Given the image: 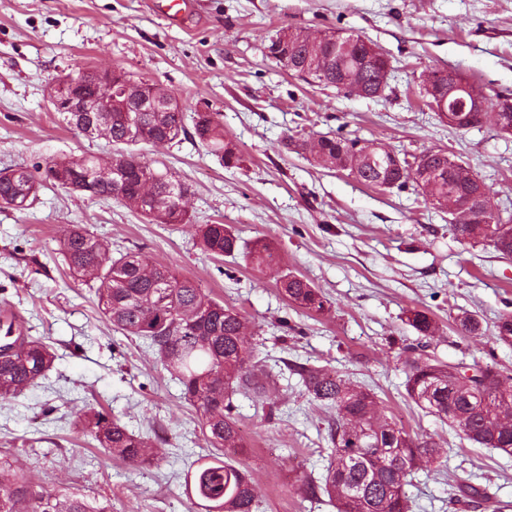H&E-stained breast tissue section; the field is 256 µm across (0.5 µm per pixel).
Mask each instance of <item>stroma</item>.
I'll return each mask as SVG.
<instances>
[{
	"instance_id": "obj_1",
	"label": "stroma",
	"mask_w": 512,
	"mask_h": 512,
	"mask_svg": "<svg viewBox=\"0 0 512 512\" xmlns=\"http://www.w3.org/2000/svg\"><path fill=\"white\" fill-rule=\"evenodd\" d=\"M171 22L153 0H0V169L37 172L59 157L110 158L123 146L67 128L47 100L58 78L89 68L125 72L170 90L187 114L213 112L236 144L227 168L189 135L156 149L136 146L188 188L186 224H152L133 207L44 185L27 209L0 207V314H15L55 351L40 384L0 399V453L19 457L45 489L111 499L116 512H188L184 473L210 449L199 419L152 351L112 330L88 284L60 254L61 231L82 224L112 250L141 251L200 283L250 321L249 340L276 370L264 419L253 395L234 398L246 440L237 460L251 474L262 512H336L328 499L300 501V477L323 473L329 413L302 394L285 363L322 366L368 386L379 409L411 433L447 449L446 467L417 472L406 491L412 512H485L450 498L463 479L512 512V456L461 439L422 412L405 392L401 356L417 338L407 310L439 325L427 354L493 365L512 374V346L495 343L494 324L512 312V259L493 247L459 243L445 211L426 209L415 184L379 189L347 172L316 166L304 142L360 138L415 156L444 149L468 164L502 215L512 214V136L491 125L448 126L419 98L422 75L454 70L486 93L512 92V0H188ZM365 36L393 68L376 98L311 85L264 55L281 28ZM199 224L230 225L241 247L255 240L278 253L258 272L243 256L200 250ZM293 272L328 298L307 313L281 294ZM470 313L479 336L460 335ZM88 404L133 432L156 433L161 462L113 460L79 428Z\"/></svg>"
}]
</instances>
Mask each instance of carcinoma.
<instances>
[{
  "label": "carcinoma",
  "instance_id": "cac0c4a2",
  "mask_svg": "<svg viewBox=\"0 0 512 512\" xmlns=\"http://www.w3.org/2000/svg\"><path fill=\"white\" fill-rule=\"evenodd\" d=\"M288 37L295 54L304 62L326 66L323 85L341 89L353 80L368 88L381 84L382 68L368 57L367 38L355 34H332L327 40L299 32ZM448 87L449 96L436 101L445 109L458 110L466 124L459 130L479 127L478 113L469 112L467 91L453 86L452 74L434 72ZM157 112L140 113L149 127L155 148L171 145L188 134L184 108L171 93ZM94 123L93 136L117 145L126 143L127 126L120 112H92L84 117ZM194 134L226 167L240 161L238 149L224 138V126L210 112H199ZM322 150L313 156L320 166L347 171L367 186L386 182L397 188L416 182L407 158L391 157L384 147L355 138L321 137ZM107 160L95 156L63 157L47 164L43 180L70 190L68 182ZM124 169L123 192L141 203L140 213L154 224H188L187 207L164 204L188 189L168 171H157L133 152L112 159ZM429 178L424 181L426 207L454 191L468 206L469 219L452 223L456 239L465 244L486 242L504 258L512 257V215L504 220L484 210L476 186L448 169L439 154L428 158ZM35 177L22 169L0 170V207L14 208L16 200L32 203ZM196 234L202 251L212 258L240 251L238 237L225 224H200ZM60 250L70 273L94 283L96 306L103 318L126 337L147 341L159 363L180 386L181 398L196 411L205 441L220 450L218 455L197 458L184 474V493L191 512H257L259 500L248 472L235 460L243 439L239 433L233 395L249 392L261 399L269 375L253 372L254 347L246 341V317L206 293L201 284L179 277L167 264L140 251L112 255L109 245L81 224H69L60 238ZM256 270L277 264L271 246L257 240L247 252ZM172 285L167 295L156 284ZM281 290L291 305L307 312H321L326 299L302 276L285 274ZM407 321L419 335L407 348L403 361L407 397L427 414L485 448L512 455V377L493 366L481 368L482 376H469L459 365H449L427 356L425 340L438 331L436 320L425 310L409 311ZM0 336V398L20 394L48 376L56 355L42 339L24 334L15 316L6 318ZM463 336L481 331V322L466 312L457 316ZM493 340L512 345V313H503L495 323ZM298 374L309 399L335 412L329 420L327 465L321 477L304 476L297 494L306 498L328 497L337 512H409L405 490L408 478L442 462L446 452L430 439L411 435L394 418L377 412L374 394L365 386L325 367L301 366ZM77 424L98 447L131 465L157 459L153 440L136 434L104 410L86 406ZM456 500L490 502L485 489L461 481L454 487ZM0 512H112V501L100 503L76 494L52 493L34 482L18 465L16 456L0 454Z\"/></svg>",
  "mask_w": 512,
  "mask_h": 512
}]
</instances>
